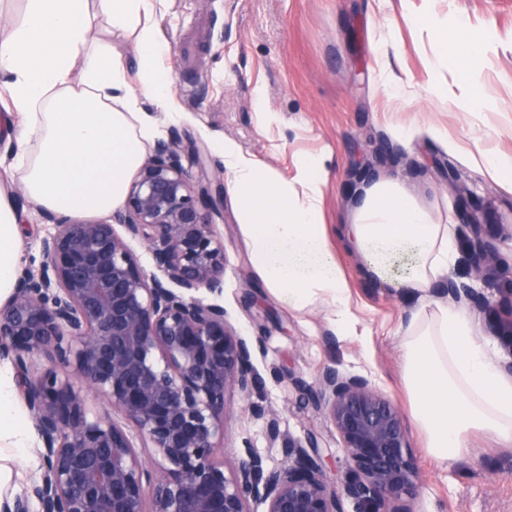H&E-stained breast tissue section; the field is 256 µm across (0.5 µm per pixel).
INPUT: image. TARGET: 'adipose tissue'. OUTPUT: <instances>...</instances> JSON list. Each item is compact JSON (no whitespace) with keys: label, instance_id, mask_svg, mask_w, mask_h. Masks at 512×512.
Instances as JSON below:
<instances>
[{"label":"adipose tissue","instance_id":"1","mask_svg":"<svg viewBox=\"0 0 512 512\" xmlns=\"http://www.w3.org/2000/svg\"><path fill=\"white\" fill-rule=\"evenodd\" d=\"M157 3L27 0L22 25L0 44V93L5 106L23 116L16 164L26 196L40 210L107 215L122 206L128 177L158 134L141 102L166 112L173 99L167 43L152 22ZM93 9L133 36L137 83L129 82L121 54L91 45ZM222 150L241 230L266 288L298 311L324 302L337 335H353L352 285L321 216V162L301 164L297 194L234 144ZM342 234L364 278L415 301L398 329L397 348L409 416L428 456L453 464L470 454L477 433L512 447V377L501 373L492 344L480 339L466 311L431 294L457 263L453 225L439 223L398 183L379 181L364 190ZM18 263L17 217L0 197V296L14 288ZM13 394L12 380L0 374V439L17 452L27 447L28 435Z\"/></svg>","mask_w":512,"mask_h":512}]
</instances>
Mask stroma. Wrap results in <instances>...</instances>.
Returning <instances> with one entry per match:
<instances>
[{
	"mask_svg": "<svg viewBox=\"0 0 512 512\" xmlns=\"http://www.w3.org/2000/svg\"><path fill=\"white\" fill-rule=\"evenodd\" d=\"M437 8V21H464L468 34L485 40L483 56L449 64L439 77L429 62L442 50L419 19ZM154 22L169 45L174 114L144 109L159 129L194 141L205 168L224 169L216 145L233 140L241 151L293 182L304 159H322L328 172L323 199L327 224L350 223L363 184H351L356 162L385 145L392 162L375 180L398 182L430 206L441 222L461 225L456 186L471 189L485 210L488 235L512 222V184L493 177L482 153L512 158V0H163ZM489 107L458 105L461 91ZM274 113L258 126V109ZM17 115L0 117V192L13 196L22 172L13 166ZM436 124L447 143L425 134L402 142L399 126ZM21 218L20 265H38L41 240L51 231L29 199L15 204ZM224 241V291L218 298L237 334L260 341L252 362L261 383L251 400L228 396L218 455L225 472L236 466L242 443L277 466L282 448L270 444L254 406L274 413L284 436L316 432L331 457L330 474L348 477L335 429L307 391L327 365L368 377L397 407H404L395 332L408 310L395 289L357 275L358 260L338 246L341 267L352 277L351 306L358 335H337L331 314L318 303L304 312L284 304L262 283L242 234L232 195L213 215ZM305 389H297L294 379ZM422 480L415 512H512V447L477 441L460 462L431 461L417 432L409 434Z\"/></svg>",
	"mask_w": 512,
	"mask_h": 512,
	"instance_id": "stroma-1",
	"label": "stroma"
}]
</instances>
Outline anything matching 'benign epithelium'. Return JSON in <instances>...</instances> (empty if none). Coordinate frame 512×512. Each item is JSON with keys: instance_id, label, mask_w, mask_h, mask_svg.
<instances>
[{"instance_id": "obj_1", "label": "benign epithelium", "mask_w": 512, "mask_h": 512, "mask_svg": "<svg viewBox=\"0 0 512 512\" xmlns=\"http://www.w3.org/2000/svg\"><path fill=\"white\" fill-rule=\"evenodd\" d=\"M199 169L192 179L182 159ZM462 242L475 278L490 285L500 246L486 236L479 206L465 192ZM220 201L199 151L178 133L154 144L130 181L119 233L108 220L44 215L53 230L41 262L25 269L0 302V361H9L37 438L40 473L17 493L0 492V512H414L422 481L399 409L361 375L323 368L312 398L338 433L352 477L327 475L319 436L285 440L275 415V467L248 443L227 475L217 456L226 394L249 398L258 386L251 362L259 344L239 336L224 306V241L210 215ZM147 247L144 268L129 241ZM497 291L508 307L449 280L437 294L484 311L512 343V284ZM51 354L50 365L31 358ZM153 451L149 463L136 441Z\"/></svg>"}]
</instances>
